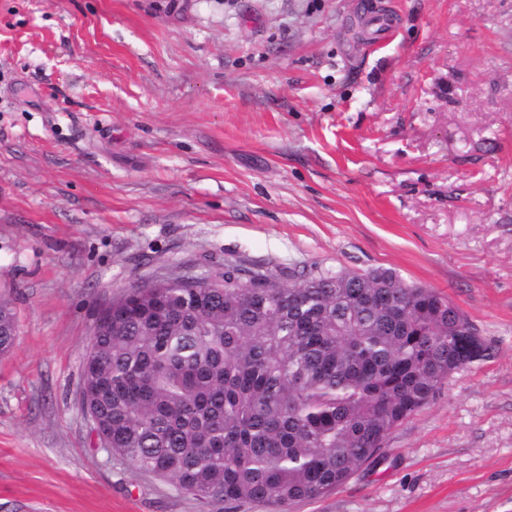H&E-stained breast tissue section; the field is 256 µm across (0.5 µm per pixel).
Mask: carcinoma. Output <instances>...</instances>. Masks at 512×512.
<instances>
[{
	"instance_id": "obj_1",
	"label": "carcinoma",
	"mask_w": 512,
	"mask_h": 512,
	"mask_svg": "<svg viewBox=\"0 0 512 512\" xmlns=\"http://www.w3.org/2000/svg\"><path fill=\"white\" fill-rule=\"evenodd\" d=\"M132 287L95 325L82 405L112 453L214 504L283 510L385 458L391 431L492 355L449 298L395 270L283 284L226 264ZM16 336L0 300V354Z\"/></svg>"
}]
</instances>
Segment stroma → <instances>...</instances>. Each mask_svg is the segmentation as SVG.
<instances>
[{"mask_svg":"<svg viewBox=\"0 0 512 512\" xmlns=\"http://www.w3.org/2000/svg\"><path fill=\"white\" fill-rule=\"evenodd\" d=\"M228 263L390 268L495 345L290 512H512V0H0V512H218L80 381L112 301ZM16 336V326L10 305L0 300V354L9 352Z\"/></svg>","mask_w":512,"mask_h":512,"instance_id":"stroma-1","label":"stroma"}]
</instances>
